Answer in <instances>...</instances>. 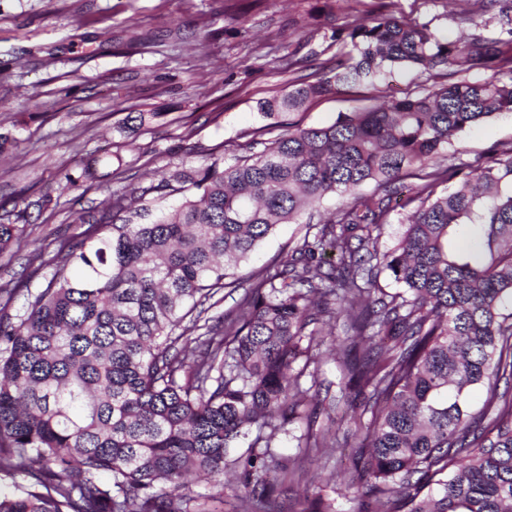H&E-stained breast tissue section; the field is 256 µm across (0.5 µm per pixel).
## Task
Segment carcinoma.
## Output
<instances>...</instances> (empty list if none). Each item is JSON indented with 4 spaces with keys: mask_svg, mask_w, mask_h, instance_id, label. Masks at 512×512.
<instances>
[{
    "mask_svg": "<svg viewBox=\"0 0 512 512\" xmlns=\"http://www.w3.org/2000/svg\"><path fill=\"white\" fill-rule=\"evenodd\" d=\"M458 2L462 21L478 29L489 15L499 36L444 38L377 9L336 26L344 49L260 110L272 120L396 68L445 69L448 84L320 127L259 130L232 164L211 157L117 189L107 209L78 217L84 229L41 261L46 284L21 312L0 309V470L23 477L0 489V512H195L185 476H206L221 500L226 470L265 508L278 492L265 475L287 472L274 443L290 418L307 422L302 461L335 447L313 430L309 364L296 363L338 316L336 359L368 414L355 423L363 465L347 492L375 497L365 512H512V150L441 160L457 134L512 114V0ZM475 70L487 77L466 78ZM411 176L419 205L382 251ZM92 177L63 169L59 181L75 192ZM368 183L377 192L362 193ZM344 194L349 205L321 212ZM173 195L177 207L153 213ZM50 202L14 201L0 253ZM302 219L286 256L235 277L262 240ZM383 273L397 291L379 287ZM226 288L242 293L212 325L205 304ZM476 385L488 396L474 413Z\"/></svg>",
    "mask_w": 512,
    "mask_h": 512,
    "instance_id": "1",
    "label": "carcinoma"
}]
</instances>
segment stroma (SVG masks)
<instances>
[{"mask_svg":"<svg viewBox=\"0 0 512 512\" xmlns=\"http://www.w3.org/2000/svg\"><path fill=\"white\" fill-rule=\"evenodd\" d=\"M382 0H0V133L15 138L0 153V222L7 201L24 192L49 194L47 210L33 214L30 235L17 253L0 254V307L19 311L27 290L42 285L47 270L39 253L51 252L63 233L77 232L71 218L81 209H102L120 172L126 189L158 182L174 170L197 167L210 153L232 162L239 146L265 125L259 103L288 92L310 74V53L329 58L337 24L364 17ZM439 36L468 32L450 0H393ZM294 53L301 65L285 67ZM423 79L396 70L376 85L312 100L282 114L281 125L320 126L353 112L402 98ZM148 113L145 124L130 114ZM512 148V116L493 117L455 138L446 153L470 163L490 146ZM90 166L96 178L84 195L61 189L59 172ZM301 224H284L267 237L245 276L270 264L302 237ZM345 337L342 321L324 326L316 351V377L336 383L342 371L333 347ZM360 400L338 402L317 425L337 447L328 460L298 470L303 417L288 422L277 441L293 473L282 484L279 512H301L306 497H322L332 512H359L360 499L345 483L361 466L352 453ZM192 496L206 512H247L244 487L225 479L223 501L212 500L207 479L188 476Z\"/></svg>","mask_w":512,"mask_h":512,"instance_id":"obj_1","label":"stroma"}]
</instances>
